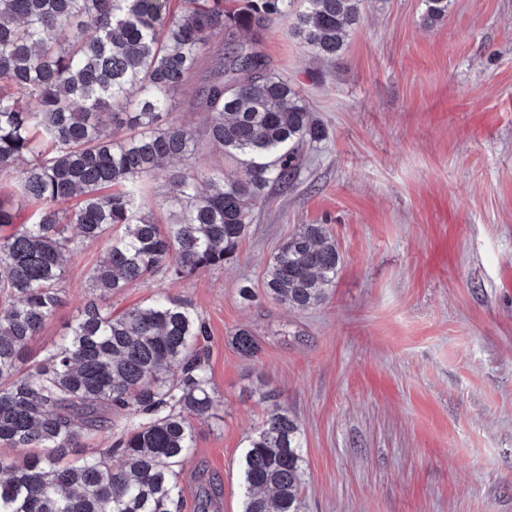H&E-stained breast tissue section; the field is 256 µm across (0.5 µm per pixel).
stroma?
<instances>
[{
	"label": "stroma",
	"mask_w": 512,
	"mask_h": 512,
	"mask_svg": "<svg viewBox=\"0 0 512 512\" xmlns=\"http://www.w3.org/2000/svg\"><path fill=\"white\" fill-rule=\"evenodd\" d=\"M424 12V0H363L331 60L285 20L261 30L272 71L301 90L326 139L293 187L254 209L223 267L110 300L119 313L164 290L209 326L218 403L194 424L181 512H242L244 439L270 407L261 382L304 430L305 512H512V0H450L432 25ZM200 81L171 98L199 132ZM301 224L325 225L341 264L322 304L292 310L263 282ZM105 249L93 241L69 260L34 356L88 301ZM241 328L257 357L232 344Z\"/></svg>",
	"instance_id": "35a3bbf8"
}]
</instances>
